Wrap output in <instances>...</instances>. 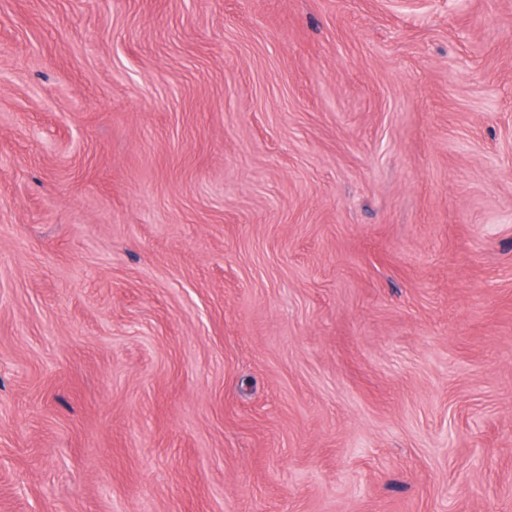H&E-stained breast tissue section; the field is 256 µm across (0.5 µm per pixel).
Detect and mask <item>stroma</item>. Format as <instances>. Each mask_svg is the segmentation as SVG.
<instances>
[{
	"label": "stroma",
	"instance_id": "1",
	"mask_svg": "<svg viewBox=\"0 0 512 512\" xmlns=\"http://www.w3.org/2000/svg\"><path fill=\"white\" fill-rule=\"evenodd\" d=\"M0 512H512V0H0Z\"/></svg>",
	"mask_w": 512,
	"mask_h": 512
}]
</instances>
